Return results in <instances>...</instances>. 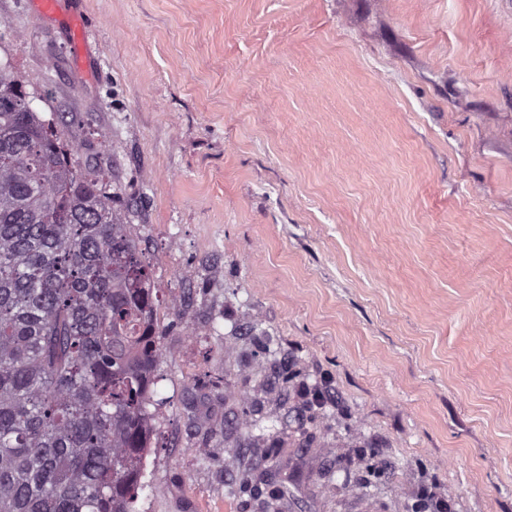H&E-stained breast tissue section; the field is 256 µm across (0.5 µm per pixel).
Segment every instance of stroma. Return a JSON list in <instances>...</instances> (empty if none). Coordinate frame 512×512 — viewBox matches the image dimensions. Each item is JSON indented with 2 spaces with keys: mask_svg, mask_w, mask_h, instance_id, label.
I'll return each instance as SVG.
<instances>
[{
  "mask_svg": "<svg viewBox=\"0 0 512 512\" xmlns=\"http://www.w3.org/2000/svg\"><path fill=\"white\" fill-rule=\"evenodd\" d=\"M0 61L152 265L136 512H512V0H0ZM415 510L413 512H447L451 510L448 500L439 496L432 488H418L414 491Z\"/></svg>",
  "mask_w": 512,
  "mask_h": 512,
  "instance_id": "1",
  "label": "stroma"
}]
</instances>
